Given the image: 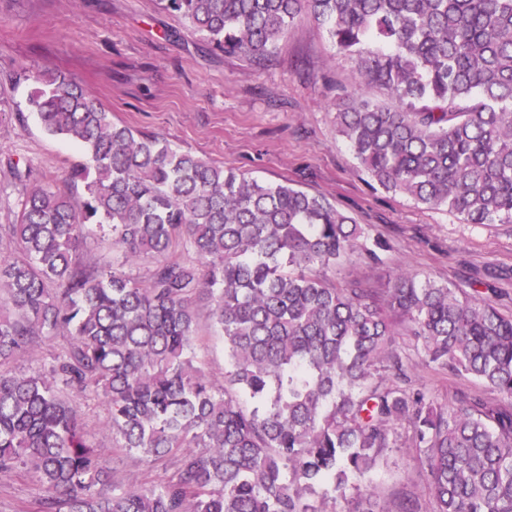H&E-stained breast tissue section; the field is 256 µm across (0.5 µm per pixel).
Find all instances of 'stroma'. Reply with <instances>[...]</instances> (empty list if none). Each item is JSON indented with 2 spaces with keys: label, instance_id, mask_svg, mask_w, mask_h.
I'll list each match as a JSON object with an SVG mask.
<instances>
[{
  "label": "stroma",
  "instance_id": "obj_1",
  "mask_svg": "<svg viewBox=\"0 0 512 512\" xmlns=\"http://www.w3.org/2000/svg\"><path fill=\"white\" fill-rule=\"evenodd\" d=\"M20 66L73 75L115 123L258 181L328 197L389 245L378 264L351 256L337 282L381 289L403 268L465 287L490 269L497 274L498 305L512 313V224H464L369 178L336 123L339 105L355 87L354 65L308 14L297 18L263 66L213 49L160 0H0V224L13 222L20 197L13 167L30 168L32 183L56 182L83 156L79 147L48 135L29 112L31 82L7 83ZM192 351L207 375L223 378L224 339L205 301L196 308ZM411 383L442 405L460 394L494 396L473 377L433 365H414ZM73 400L88 439L110 444L103 400L92 394ZM111 466L123 485L140 488L160 481L172 463L113 448ZM428 483L412 432L401 428L371 492L392 505L407 495L425 504Z\"/></svg>",
  "mask_w": 512,
  "mask_h": 512
}]
</instances>
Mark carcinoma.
<instances>
[{
	"instance_id": "obj_1",
	"label": "carcinoma",
	"mask_w": 512,
	"mask_h": 512,
	"mask_svg": "<svg viewBox=\"0 0 512 512\" xmlns=\"http://www.w3.org/2000/svg\"><path fill=\"white\" fill-rule=\"evenodd\" d=\"M212 47L272 56L307 12L354 63L339 130L369 177L464 224H512V0H162ZM47 133L81 147L55 183L22 186L0 224V476L31 474L37 512H391L372 472L409 426L430 506L512 512V314L486 291L404 269L385 295L331 275L386 243L326 196L265 184L112 122L80 81L20 69ZM83 188L76 198L72 190ZM112 229L125 263L89 272L80 251ZM150 262L147 276L131 267ZM224 336V379L195 364L196 302ZM422 363L502 400L445 409L408 381L394 318ZM65 346L49 369L11 365ZM92 392L112 446L173 473L129 488L63 393Z\"/></svg>"
}]
</instances>
